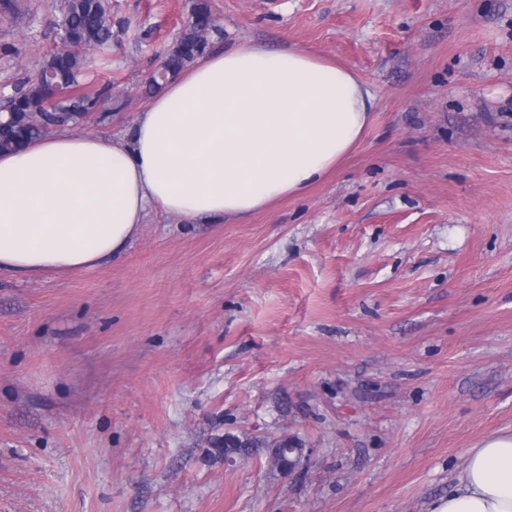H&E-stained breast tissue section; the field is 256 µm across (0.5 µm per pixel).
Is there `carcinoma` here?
I'll return each mask as SVG.
<instances>
[{
	"instance_id": "1",
	"label": "carcinoma",
	"mask_w": 512,
	"mask_h": 512,
	"mask_svg": "<svg viewBox=\"0 0 512 512\" xmlns=\"http://www.w3.org/2000/svg\"><path fill=\"white\" fill-rule=\"evenodd\" d=\"M53 7L52 22L59 31L61 48L46 56L36 73L15 88L0 116V152L42 137L52 126L96 112L105 101L104 90L88 81L94 63L88 51L103 52L112 45L108 0H55ZM214 30L209 0H193L187 27L167 51L161 76L153 74L145 82L144 94H154L168 74L205 54ZM296 444L294 438L273 443L266 437L233 432L225 433L222 440L224 455L233 459Z\"/></svg>"
}]
</instances>
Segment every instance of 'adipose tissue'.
<instances>
[{
    "instance_id": "obj_1",
    "label": "adipose tissue",
    "mask_w": 512,
    "mask_h": 512,
    "mask_svg": "<svg viewBox=\"0 0 512 512\" xmlns=\"http://www.w3.org/2000/svg\"><path fill=\"white\" fill-rule=\"evenodd\" d=\"M371 107L351 69L303 48L209 53L128 136L60 132L0 154V273L93 268L153 210L219 224L301 195L362 139ZM431 512H512V435L470 449Z\"/></svg>"
}]
</instances>
